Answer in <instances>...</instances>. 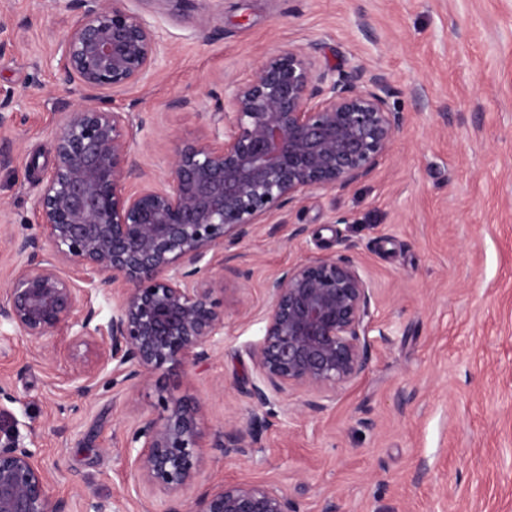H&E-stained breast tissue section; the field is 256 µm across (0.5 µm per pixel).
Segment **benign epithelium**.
Returning <instances> with one entry per match:
<instances>
[{
  "label": "benign epithelium",
  "instance_id": "obj_1",
  "mask_svg": "<svg viewBox=\"0 0 512 512\" xmlns=\"http://www.w3.org/2000/svg\"><path fill=\"white\" fill-rule=\"evenodd\" d=\"M126 2L68 0L77 20L58 47L61 80L95 103L57 101L64 121L33 199L38 232L13 241L16 261L0 290V319L21 335L38 340L66 325L75 344L97 347L98 368L75 375L81 396L93 394L107 368L112 384L132 388L213 356L224 341V313L212 299L218 251L314 191L340 192L369 177L393 154L406 121L378 69L363 61L322 69L321 43L290 45L224 90L210 131L181 141L158 181L132 148L144 119L111 107L114 93L157 73L166 50ZM92 288L112 295L104 328L91 327ZM266 294L257 381L245 395L258 408L314 395L302 407L322 410L367 368L374 288L340 253L288 266ZM264 423L256 412L245 425L233 421L215 447L244 456ZM201 447L197 409L181 402L134 428L132 464L146 488L169 499L168 512H182ZM0 512H70L51 492L37 450L2 428ZM192 512L304 510L281 487L235 482L199 492Z\"/></svg>",
  "mask_w": 512,
  "mask_h": 512
}]
</instances>
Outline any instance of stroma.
Segmentation results:
<instances>
[{"instance_id": "35a3bbf8", "label": "stroma", "mask_w": 512, "mask_h": 512, "mask_svg": "<svg viewBox=\"0 0 512 512\" xmlns=\"http://www.w3.org/2000/svg\"><path fill=\"white\" fill-rule=\"evenodd\" d=\"M170 44L147 89L114 107L145 113L135 150L157 167L178 140L199 135L225 82L288 45L322 44L320 62H377L399 93L407 124L392 157L364 182L311 194L284 221L240 248L245 279L212 299L224 344L210 360L136 389L109 384L73 395L94 348L59 327L38 341L0 321V426L18 427L51 474L56 496L83 512L93 494L113 512H167L131 469L128 440L167 401L198 405L207 444L184 491L227 482L280 485L306 512L336 492L342 512H512V0H131ZM0 89L14 119L0 126L13 162L0 168V289L12 239L36 233L32 198L54 163L63 121L56 99H80L58 79L54 47L74 22L67 0H0ZM176 97L189 99L169 109ZM349 216L346 224L334 215ZM306 233L292 238L295 225ZM346 253L376 293L365 372L320 412L274 409L258 448L227 456L215 442L228 420L247 424L245 392L262 338L266 283L304 254ZM254 316L244 321L242 306Z\"/></svg>"}]
</instances>
